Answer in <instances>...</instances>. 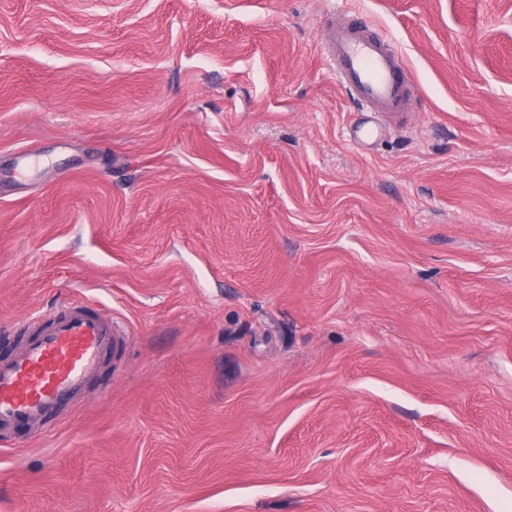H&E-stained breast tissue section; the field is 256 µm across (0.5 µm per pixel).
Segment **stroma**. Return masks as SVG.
Instances as JSON below:
<instances>
[{"instance_id": "35a3bbf8", "label": "stroma", "mask_w": 512, "mask_h": 512, "mask_svg": "<svg viewBox=\"0 0 512 512\" xmlns=\"http://www.w3.org/2000/svg\"><path fill=\"white\" fill-rule=\"evenodd\" d=\"M67 302L123 340L0 512H512V0H0V357ZM323 49L339 82L356 104L370 112H404L411 74L393 46L365 26L328 22Z\"/></svg>"}]
</instances>
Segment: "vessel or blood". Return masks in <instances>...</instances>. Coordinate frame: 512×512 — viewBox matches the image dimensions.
<instances>
[{"label": "vessel or blood", "instance_id": "vessel-or-blood-1", "mask_svg": "<svg viewBox=\"0 0 512 512\" xmlns=\"http://www.w3.org/2000/svg\"><path fill=\"white\" fill-rule=\"evenodd\" d=\"M323 49L336 80L361 109L404 111L411 74L393 46L354 23L328 24ZM111 320L78 306L56 316L0 360V433L18 423L41 424L69 402L118 346Z\"/></svg>", "mask_w": 512, "mask_h": 512}]
</instances>
